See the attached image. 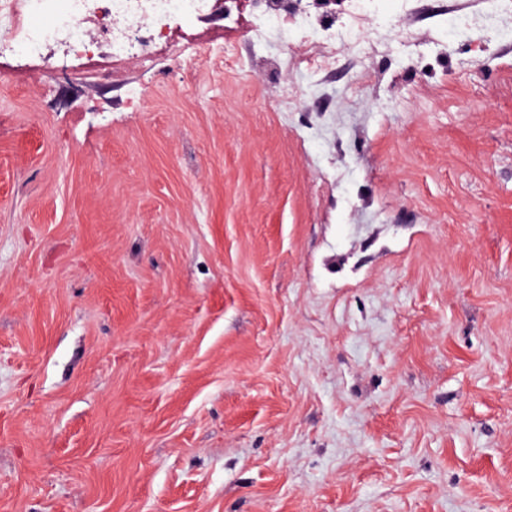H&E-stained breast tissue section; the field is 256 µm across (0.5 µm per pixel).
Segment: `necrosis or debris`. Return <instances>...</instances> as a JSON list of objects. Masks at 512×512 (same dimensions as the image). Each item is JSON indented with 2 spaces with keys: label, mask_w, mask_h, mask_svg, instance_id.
<instances>
[{
  "label": "necrosis or debris",
  "mask_w": 512,
  "mask_h": 512,
  "mask_svg": "<svg viewBox=\"0 0 512 512\" xmlns=\"http://www.w3.org/2000/svg\"><path fill=\"white\" fill-rule=\"evenodd\" d=\"M276 0H0V55L23 45L27 54L42 55L55 46L66 55H84L104 44L115 61L149 62L158 42L171 39L182 12L200 14L221 7L232 23H246L261 41L279 38L289 26L311 25L304 11L292 13L289 24L272 28L268 19L275 14ZM94 15L97 35L80 27L86 15ZM354 35L346 27L329 34L321 51L308 43H292V53L309 70L327 71L336 63V47Z\"/></svg>",
  "instance_id": "1"
}]
</instances>
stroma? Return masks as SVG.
<instances>
[{
    "instance_id": "stroma-1",
    "label": "stroma",
    "mask_w": 512,
    "mask_h": 512,
    "mask_svg": "<svg viewBox=\"0 0 512 512\" xmlns=\"http://www.w3.org/2000/svg\"><path fill=\"white\" fill-rule=\"evenodd\" d=\"M182 23L0 58V512H512V0Z\"/></svg>"
}]
</instances>
